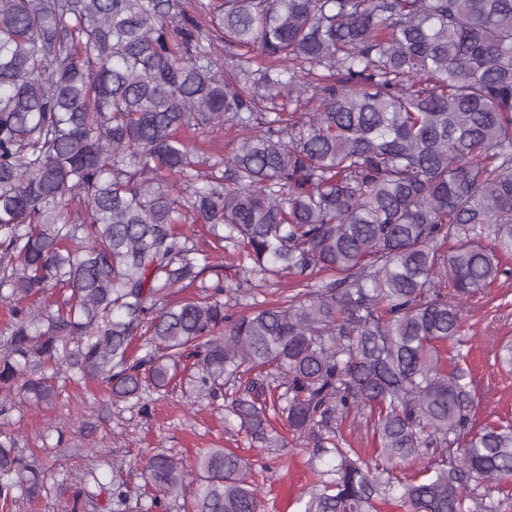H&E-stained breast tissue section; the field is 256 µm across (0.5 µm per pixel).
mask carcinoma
<instances>
[{"instance_id": "cac0c4a2", "label": "carcinoma", "mask_w": 512, "mask_h": 512, "mask_svg": "<svg viewBox=\"0 0 512 512\" xmlns=\"http://www.w3.org/2000/svg\"><path fill=\"white\" fill-rule=\"evenodd\" d=\"M221 128L231 155L201 152ZM197 221L235 282L173 302L213 268L178 228ZM511 254L512 0H0V414L15 388L53 401L48 363L139 401L193 356L212 396L256 372L228 405L252 441L285 447L274 413L334 456L304 512H499L512 421L472 429L473 376L440 346ZM282 277L302 292L232 311ZM351 415L378 462L337 438ZM423 459L398 489L392 466ZM250 470L208 448L193 486L143 462L152 506L191 512H258ZM45 480L0 433V512Z\"/></svg>"}]
</instances>
